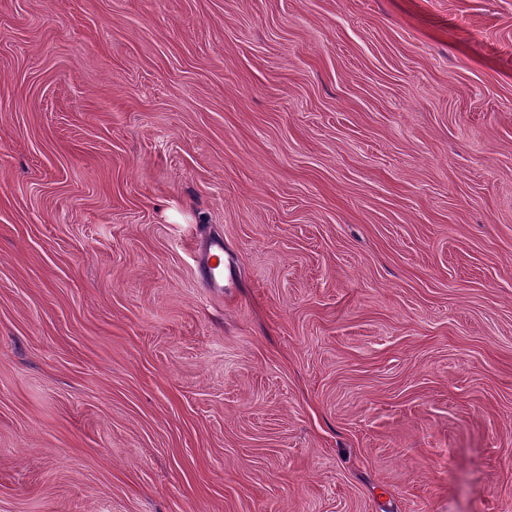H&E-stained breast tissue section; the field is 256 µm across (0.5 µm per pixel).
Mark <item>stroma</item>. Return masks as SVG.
I'll return each mask as SVG.
<instances>
[{"label": "stroma", "instance_id": "35a3bbf8", "mask_svg": "<svg viewBox=\"0 0 512 512\" xmlns=\"http://www.w3.org/2000/svg\"><path fill=\"white\" fill-rule=\"evenodd\" d=\"M0 512H512V0H0ZM221 255H224V243L221 240L211 242L197 256V266L203 268L206 275L204 285L213 292H224V272L220 270Z\"/></svg>", "mask_w": 512, "mask_h": 512}]
</instances>
